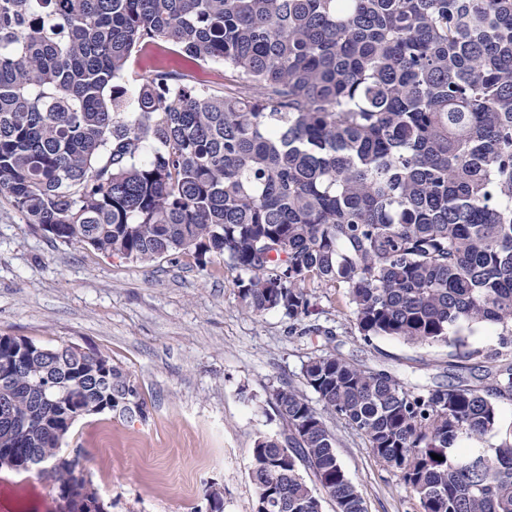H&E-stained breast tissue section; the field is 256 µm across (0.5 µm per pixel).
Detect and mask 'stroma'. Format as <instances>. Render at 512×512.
Here are the masks:
<instances>
[{"label":"stroma","mask_w":512,"mask_h":512,"mask_svg":"<svg viewBox=\"0 0 512 512\" xmlns=\"http://www.w3.org/2000/svg\"><path fill=\"white\" fill-rule=\"evenodd\" d=\"M165 72L220 87L224 67L199 64L156 41L129 58L122 84ZM222 260L199 267L189 254L132 262L46 237L0 194V336L40 345L72 343L105 356L133 385L144 412L120 409L78 420L63 445L109 512H253L252 448L278 434L271 399L280 382L300 384L309 356L332 353L391 373L403 385L461 380L489 389L512 363V336L485 325L464 349L381 337L364 342L345 288L320 287L314 310L292 323L240 302ZM315 333H306L309 325ZM338 459L367 512H422L418 498L372 455L357 432L330 421ZM111 434V449L101 448ZM38 471L0 469V512H61Z\"/></svg>","instance_id":"obj_1"}]
</instances>
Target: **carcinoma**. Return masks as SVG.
<instances>
[{
	"instance_id": "carcinoma-1",
	"label": "carcinoma",
	"mask_w": 512,
	"mask_h": 512,
	"mask_svg": "<svg viewBox=\"0 0 512 512\" xmlns=\"http://www.w3.org/2000/svg\"><path fill=\"white\" fill-rule=\"evenodd\" d=\"M155 40L229 84L146 74L127 111L119 80ZM0 193L55 241L220 258L255 314L309 316L317 282L348 289L368 343L512 335V0H0ZM16 342L0 336V452L23 471L35 454L74 509L104 512L62 445L107 399L143 403L101 354ZM302 378L272 390L283 428L255 441V512H322L303 468L336 512H367L327 415L423 512H512V429L477 445L512 366L488 393L408 389L331 353Z\"/></svg>"
}]
</instances>
